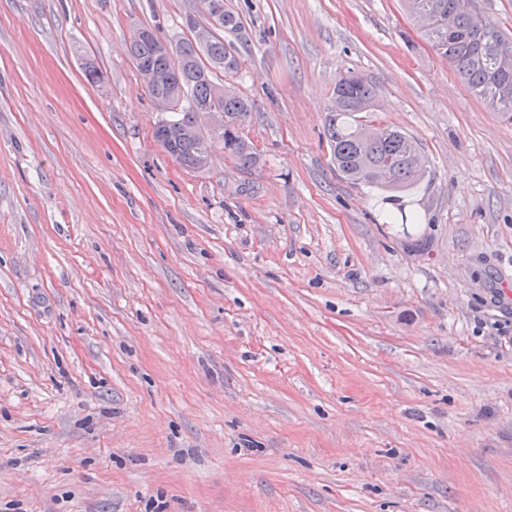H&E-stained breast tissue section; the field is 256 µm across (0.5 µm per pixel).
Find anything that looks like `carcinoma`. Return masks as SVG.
I'll return each instance as SVG.
<instances>
[{
	"mask_svg": "<svg viewBox=\"0 0 512 512\" xmlns=\"http://www.w3.org/2000/svg\"><path fill=\"white\" fill-rule=\"evenodd\" d=\"M411 16L429 17L421 26L425 39L440 56L448 59L469 91L497 115L512 121V67L502 69L496 60L512 57V35L477 12L475 0H404ZM208 26L235 32L240 18L224 11L222 18L206 12ZM129 55L139 74L150 69L180 68V78L169 83L145 84L152 101L174 103L167 117L155 126L154 138L182 168L203 169L201 159L210 155L212 135L195 137L188 131L196 127L200 113L219 108L224 112V131L217 138L237 166L253 167L259 153L242 133L241 118L249 117L252 107L243 96H222L213 72L238 69V59L211 36L201 43L196 36L165 38L157 33L132 36ZM335 104L326 116L325 131L336 169L355 184L386 192L412 189L429 173L430 162L423 149L401 129L381 121L357 117L375 106L376 88L354 71L340 74L334 90Z\"/></svg>",
	"mask_w": 512,
	"mask_h": 512,
	"instance_id": "obj_1",
	"label": "carcinoma"
}]
</instances>
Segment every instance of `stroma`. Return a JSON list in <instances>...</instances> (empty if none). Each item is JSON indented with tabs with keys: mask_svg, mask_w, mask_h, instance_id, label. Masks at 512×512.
Here are the masks:
<instances>
[{
	"mask_svg": "<svg viewBox=\"0 0 512 512\" xmlns=\"http://www.w3.org/2000/svg\"><path fill=\"white\" fill-rule=\"evenodd\" d=\"M224 4L248 170L128 56L199 0H0V512H512V122L403 0ZM349 68L414 188L337 173Z\"/></svg>",
	"mask_w": 512,
	"mask_h": 512,
	"instance_id": "obj_1",
	"label": "stroma"
}]
</instances>
